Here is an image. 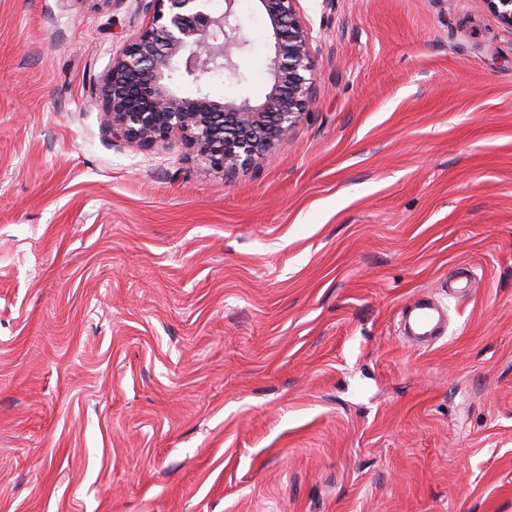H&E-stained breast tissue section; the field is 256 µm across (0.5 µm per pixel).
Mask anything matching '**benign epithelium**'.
<instances>
[{"label": "benign epithelium", "instance_id": "1", "mask_svg": "<svg viewBox=\"0 0 512 512\" xmlns=\"http://www.w3.org/2000/svg\"><path fill=\"white\" fill-rule=\"evenodd\" d=\"M274 40L268 64L271 87L257 100L216 99L197 88L174 89L179 76L200 84L219 71L234 72L247 39L235 11L209 0H145L151 20L130 34L112 58L101 94L107 127L141 148L183 142L191 158L229 174L275 148L306 114L314 83L310 30L297 0H258ZM512 28V0H479Z\"/></svg>", "mask_w": 512, "mask_h": 512}]
</instances>
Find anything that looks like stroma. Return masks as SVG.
<instances>
[{"label":"stroma","mask_w":512,"mask_h":512,"mask_svg":"<svg viewBox=\"0 0 512 512\" xmlns=\"http://www.w3.org/2000/svg\"><path fill=\"white\" fill-rule=\"evenodd\" d=\"M235 9L237 73L181 92L269 90ZM296 11L308 112L223 175L105 127L136 0H0V512H512V29ZM422 296L449 324L418 351Z\"/></svg>","instance_id":"obj_1"}]
</instances>
